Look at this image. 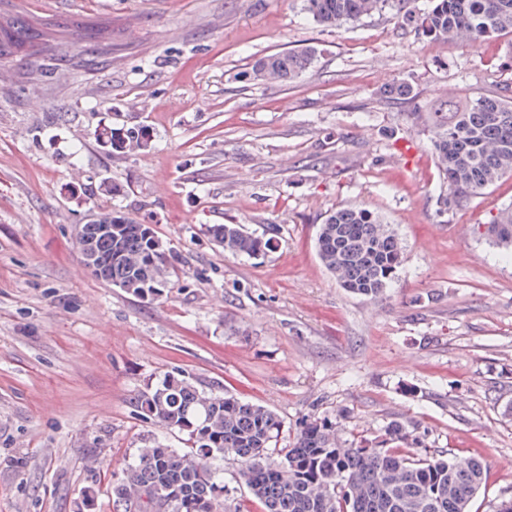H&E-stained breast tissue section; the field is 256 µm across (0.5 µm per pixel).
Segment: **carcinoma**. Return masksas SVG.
Returning <instances> with one entry per match:
<instances>
[{"mask_svg": "<svg viewBox=\"0 0 512 512\" xmlns=\"http://www.w3.org/2000/svg\"><path fill=\"white\" fill-rule=\"evenodd\" d=\"M304 10L325 28L389 11L420 39L480 42L512 34V0H433L420 12L412 0H304ZM30 24L0 16V57L37 51ZM316 50L277 52L251 68L257 84L292 82L312 65ZM422 125L449 196L463 200L512 175V89L503 84L494 96L448 98L431 112L413 113ZM105 150L135 153L151 140L142 126L95 132ZM207 232L224 252L257 256L271 239L240 224H212ZM486 234L512 260V211L491 217ZM316 247L326 269L350 293L376 302L394 282L404 246L394 228L367 207L341 206L320 225ZM78 255H96L93 275L124 292L148 300L171 285L173 255L151 224L114 209L80 225ZM145 423L188 437L192 451L159 442L140 449L112 484L113 503L122 512H219L224 490L217 461L239 462L249 493L263 512H470L485 483L481 461L473 456L418 453L422 447L400 420L382 435L350 445L336 424L314 419L304 424L293 446L275 450L280 421L268 408L233 395L206 391L181 370L171 371L133 398Z\"/></svg>", "mask_w": 512, "mask_h": 512, "instance_id": "carcinoma-1", "label": "carcinoma"}]
</instances>
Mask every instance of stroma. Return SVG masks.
I'll return each mask as SVG.
<instances>
[{
	"mask_svg": "<svg viewBox=\"0 0 512 512\" xmlns=\"http://www.w3.org/2000/svg\"><path fill=\"white\" fill-rule=\"evenodd\" d=\"M13 2L28 19L101 24L112 53L70 39L0 58V512H77L89 493L91 512H114L113 475L138 448H187L131 405L174 369L272 410L278 447L317 418L349 443L398 419L428 451L481 458L471 512L512 498V262L484 234L512 206V176L439 213L446 188L408 117L496 91L512 36L431 42L387 13L326 29L303 0ZM308 46L316 61L294 82L240 77ZM403 82L414 100L392 95ZM107 122L146 126L150 149L104 153ZM343 205L404 243L381 302L341 288L316 253ZM113 207L184 260L166 296L135 298L81 264L79 225ZM211 224L272 246L225 253ZM222 467L226 512H262L239 464Z\"/></svg>",
	"mask_w": 512,
	"mask_h": 512,
	"instance_id": "35a3bbf8",
	"label": "stroma"
}]
</instances>
